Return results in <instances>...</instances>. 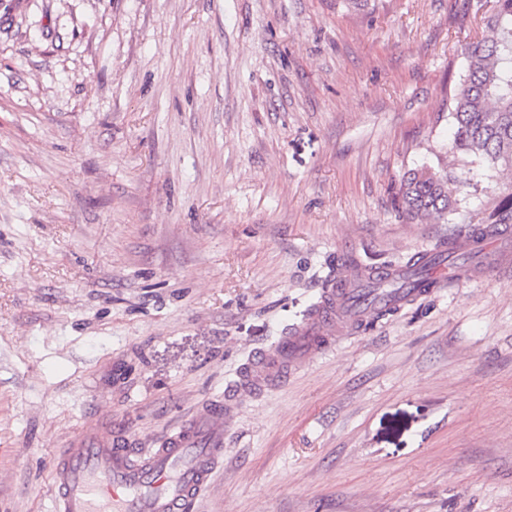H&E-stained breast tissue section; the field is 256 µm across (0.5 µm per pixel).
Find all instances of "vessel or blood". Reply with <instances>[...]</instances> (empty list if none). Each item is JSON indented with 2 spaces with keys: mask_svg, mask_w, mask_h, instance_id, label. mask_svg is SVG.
Masks as SVG:
<instances>
[{
  "mask_svg": "<svg viewBox=\"0 0 512 512\" xmlns=\"http://www.w3.org/2000/svg\"><path fill=\"white\" fill-rule=\"evenodd\" d=\"M400 267L361 270L341 263L306 318L256 352L223 396L210 400L166 434L159 447H135L128 437L96 431L72 440L53 466L52 512H193L224 457V435L243 396L283 384L291 370L335 347L338 335L362 326L373 312L429 296L426 288H396ZM388 281L363 294L366 279Z\"/></svg>",
  "mask_w": 512,
  "mask_h": 512,
  "instance_id": "vessel-or-blood-1",
  "label": "vessel or blood"
}]
</instances>
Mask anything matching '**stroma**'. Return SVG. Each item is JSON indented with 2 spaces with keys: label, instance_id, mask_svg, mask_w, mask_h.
<instances>
[{
  "label": "stroma",
  "instance_id": "obj_1",
  "mask_svg": "<svg viewBox=\"0 0 512 512\" xmlns=\"http://www.w3.org/2000/svg\"><path fill=\"white\" fill-rule=\"evenodd\" d=\"M496 0H0V512L62 443L154 447L340 261L402 264L512 195L448 97ZM197 512H512V270L448 282L247 399ZM471 186L465 171L431 167L410 170L399 189L401 208L412 218L445 220L468 196Z\"/></svg>",
  "mask_w": 512,
  "mask_h": 512
}]
</instances>
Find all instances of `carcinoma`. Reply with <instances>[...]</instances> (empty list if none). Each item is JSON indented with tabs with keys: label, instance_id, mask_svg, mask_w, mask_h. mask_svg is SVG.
Wrapping results in <instances>:
<instances>
[{
	"label": "carcinoma",
	"instance_id": "carcinoma-1",
	"mask_svg": "<svg viewBox=\"0 0 512 512\" xmlns=\"http://www.w3.org/2000/svg\"><path fill=\"white\" fill-rule=\"evenodd\" d=\"M466 76L449 100L454 148L497 170H512V0L482 17L481 37L466 49ZM472 183L464 171L414 169L399 189L401 208L417 219H447Z\"/></svg>",
	"mask_w": 512,
	"mask_h": 512
}]
</instances>
